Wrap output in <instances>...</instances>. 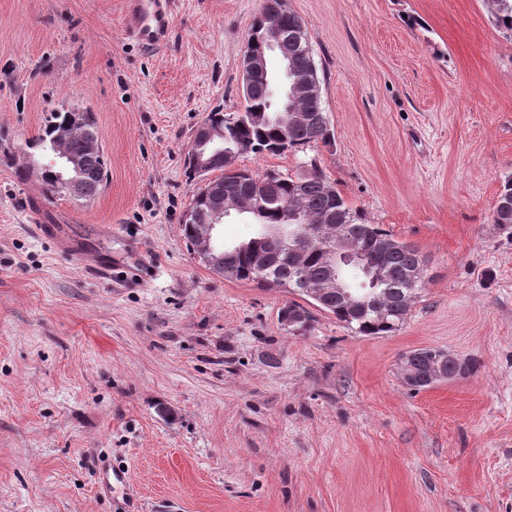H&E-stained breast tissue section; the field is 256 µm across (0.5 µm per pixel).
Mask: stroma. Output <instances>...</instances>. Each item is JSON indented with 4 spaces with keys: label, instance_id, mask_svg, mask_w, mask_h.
I'll list each match as a JSON object with an SVG mask.
<instances>
[{
    "label": "stroma",
    "instance_id": "35a3bbf8",
    "mask_svg": "<svg viewBox=\"0 0 512 512\" xmlns=\"http://www.w3.org/2000/svg\"><path fill=\"white\" fill-rule=\"evenodd\" d=\"M261 0H176L168 42L125 0H0V512H512V34L485 0H290L308 24L329 142L237 157L316 161L347 205L427 258L400 328L361 336L285 288L196 261L186 156L243 106ZM93 112L107 181L48 192L33 142ZM112 225L111 236L99 227ZM145 281L102 280L59 239ZM475 369L415 391L402 356ZM126 481L98 490L103 467Z\"/></svg>",
    "mask_w": 512,
    "mask_h": 512
}]
</instances>
